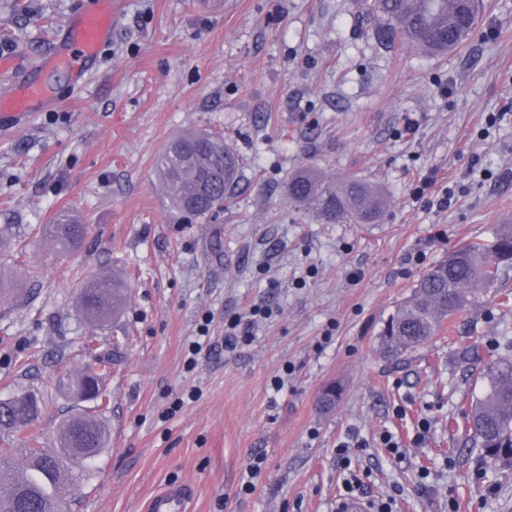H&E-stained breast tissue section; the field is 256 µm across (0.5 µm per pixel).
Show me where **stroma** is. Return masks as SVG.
<instances>
[{
  "label": "stroma",
  "mask_w": 512,
  "mask_h": 512,
  "mask_svg": "<svg viewBox=\"0 0 512 512\" xmlns=\"http://www.w3.org/2000/svg\"><path fill=\"white\" fill-rule=\"evenodd\" d=\"M483 2L469 42L434 56L404 39L381 45L355 0H229L212 13L197 0H116L112 38L75 92L68 72L41 63L89 0H0V63L56 99L0 130V225H19L24 246L0 272L16 289L0 308V398L22 386L55 398L30 433L45 446L74 404L61 382L93 331L83 288L107 271L129 291L122 362L103 383L111 443L67 484V512H143L169 484L193 488L192 512H336L353 474L368 501L399 487L393 512H512V470L486 472L450 423L486 388L485 362L467 352L512 332V308L488 298L407 357L379 345L435 262L512 219V0ZM200 129L223 133L244 162L218 224L182 223L156 172L171 140ZM307 166L375 183L383 219L310 220L288 201L289 177ZM427 175L449 190L448 210L412 198ZM62 209L88 216L89 231L61 256L30 228ZM231 318L253 323L233 349ZM203 326L214 348L195 358ZM331 383L341 396L325 415L317 400ZM359 441L343 466L338 446Z\"/></svg>",
  "instance_id": "1"
}]
</instances>
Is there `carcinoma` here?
<instances>
[{
	"instance_id": "cac0c4a2",
	"label": "carcinoma",
	"mask_w": 512,
	"mask_h": 512,
	"mask_svg": "<svg viewBox=\"0 0 512 512\" xmlns=\"http://www.w3.org/2000/svg\"><path fill=\"white\" fill-rule=\"evenodd\" d=\"M362 16L377 21L381 41L406 39L434 53L463 46L479 21L482 0H361ZM243 162L217 133L193 130L172 140L157 160V173L170 207L185 220H218L239 187ZM288 199L296 206L313 205L311 215L324 224H376L385 215L384 192L354 175L339 182L326 181L304 168L288 180ZM88 232L86 224L68 210H60L37 234L59 254L74 250ZM512 270V224H503L487 244L471 241L436 262L417 281L411 296L399 304L386 322L381 339L384 353L402 356L430 341L445 321L477 306L488 294H512L503 278ZM125 285L115 276L100 274L81 294L82 317L93 325H112L116 336L125 335L114 322L124 300ZM82 355L89 357L82 372L67 381L84 390L95 387L100 403L76 408L58 428L56 447L47 448L31 438L26 462H9L11 449L0 448V512H41L58 501L60 480L71 465L89 472L110 441V429L100 417L106 400L99 381L112 373L117 354L103 349L94 335L84 337ZM487 387L464 417L466 437L480 449L485 464L494 469L512 467V358L502 356L486 364ZM52 403L32 388L18 389L0 400V435L28 431L50 415Z\"/></svg>"
}]
</instances>
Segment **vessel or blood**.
<instances>
[{"label":"vessel or blood","instance_id":"obj_1","mask_svg":"<svg viewBox=\"0 0 512 512\" xmlns=\"http://www.w3.org/2000/svg\"><path fill=\"white\" fill-rule=\"evenodd\" d=\"M114 20L112 0H95L92 8L68 18L55 52L46 60L47 66L67 69L74 77V88H81L102 47L112 37ZM52 103V94L45 85L32 79L23 80L13 91L0 96V126H19L28 120L30 113ZM190 496L186 486H169L149 500L146 512H186Z\"/></svg>","mask_w":512,"mask_h":512}]
</instances>
